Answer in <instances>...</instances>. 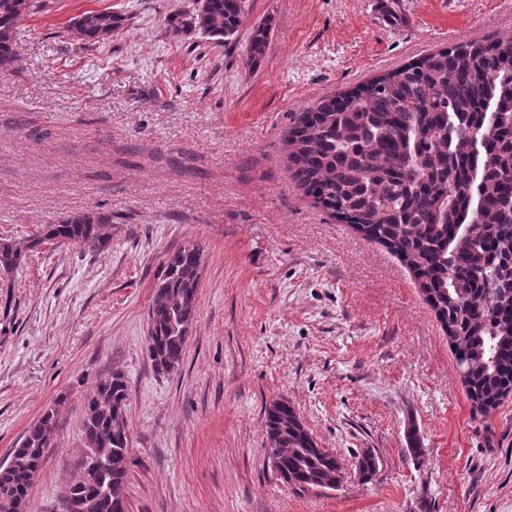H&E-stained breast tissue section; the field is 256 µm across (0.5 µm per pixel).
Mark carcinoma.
I'll return each instance as SVG.
<instances>
[{"mask_svg": "<svg viewBox=\"0 0 512 512\" xmlns=\"http://www.w3.org/2000/svg\"><path fill=\"white\" fill-rule=\"evenodd\" d=\"M246 0H194L165 17L175 37L228 46ZM31 0H0V70L15 68L14 29ZM123 17L87 11L70 24L81 39L112 38ZM270 25L259 23L244 64L265 57ZM288 159L306 194L337 220L385 247L412 272L462 375L472 413L488 416L512 390V36L428 53L304 113L288 136ZM112 217L88 211L48 224L25 243L0 241V273L17 270L43 243L100 251ZM205 244L168 256L148 312L147 355L159 374L181 366L196 319ZM128 385L101 377L83 406L81 436L108 468L81 466L54 512H128ZM57 410H46L0 469V512H29L32 475L53 447ZM269 462L299 489H337L344 468L286 398L265 407ZM361 481L377 460L357 456Z\"/></svg>", "mask_w": 512, "mask_h": 512, "instance_id": "obj_1", "label": "carcinoma"}]
</instances>
